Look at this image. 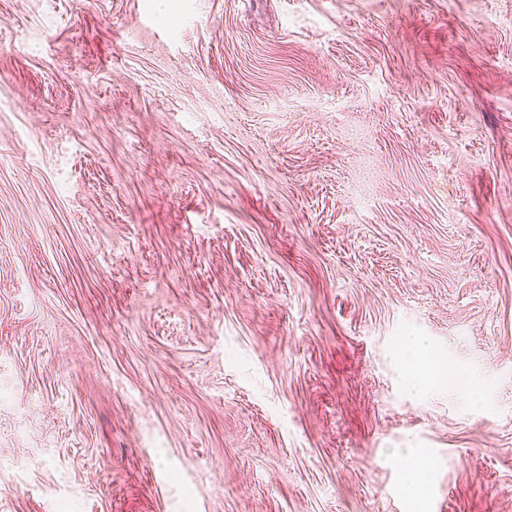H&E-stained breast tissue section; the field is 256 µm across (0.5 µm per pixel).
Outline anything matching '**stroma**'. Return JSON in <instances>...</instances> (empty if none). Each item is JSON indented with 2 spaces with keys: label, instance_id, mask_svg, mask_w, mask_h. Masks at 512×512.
<instances>
[{
  "label": "stroma",
  "instance_id": "1",
  "mask_svg": "<svg viewBox=\"0 0 512 512\" xmlns=\"http://www.w3.org/2000/svg\"><path fill=\"white\" fill-rule=\"evenodd\" d=\"M413 503L512 512V0H0V512Z\"/></svg>",
  "mask_w": 512,
  "mask_h": 512
}]
</instances>
